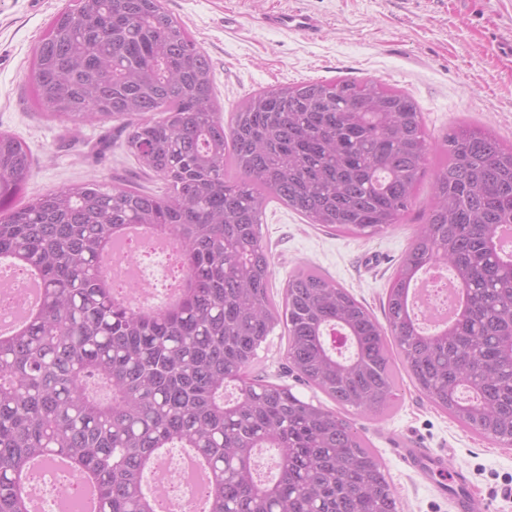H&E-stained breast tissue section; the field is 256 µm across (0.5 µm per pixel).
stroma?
<instances>
[{
	"instance_id": "obj_1",
	"label": "stroma",
	"mask_w": 512,
	"mask_h": 512,
	"mask_svg": "<svg viewBox=\"0 0 512 512\" xmlns=\"http://www.w3.org/2000/svg\"><path fill=\"white\" fill-rule=\"evenodd\" d=\"M70 3L0 0V130L23 140L33 154L29 197L94 179L113 184L135 173L118 122L75 127L32 102L34 49L51 19ZM166 6L207 54L224 113L261 90L337 78L374 80L417 101L431 152L401 224L358 238L306 223L274 200L261 226L273 258L274 294L282 293L291 270L311 264L382 316L390 281L431 202L443 134L465 122L512 142V0H166ZM291 10L316 16L321 33H286L264 21ZM285 348L280 334L269 336L254 373L291 385L303 399L323 400V393L284 373ZM398 379L394 408L376 418L357 417L356 423L386 468L399 512H454L451 499L431 480L402 464L393 450L400 440L464 472L494 512H512V447L434 409L406 372Z\"/></svg>"
}]
</instances>
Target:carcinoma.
I'll use <instances>...</instances> for the list:
<instances>
[{"label":"carcinoma","mask_w":512,"mask_h":512,"mask_svg":"<svg viewBox=\"0 0 512 512\" xmlns=\"http://www.w3.org/2000/svg\"><path fill=\"white\" fill-rule=\"evenodd\" d=\"M36 101L73 125L122 121L159 193L94 180L16 203L33 158L0 131V261L35 276L40 303L0 333V512H28L34 462L69 460L99 512H166L145 477L190 448L211 478L199 512H398L385 467L350 411L382 415L394 358L463 428L512 442V144L460 124L441 139L433 201L383 305L386 324L318 268L270 294L261 232L276 199L310 224L373 237L412 207L429 146L406 92L376 82L262 90L226 121L208 56L165 0H73L34 50ZM129 224L175 238L177 298L139 309L114 297L112 248ZM445 265L462 294L430 334L408 305L416 275ZM286 369L336 404L251 373L275 328ZM277 452L263 478L255 457Z\"/></svg>","instance_id":"carcinoma-1"}]
</instances>
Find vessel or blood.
Returning a JSON list of instances; mask_svg holds the SVG:
<instances>
[{
	"label": "vessel or blood",
	"instance_id": "1",
	"mask_svg": "<svg viewBox=\"0 0 512 512\" xmlns=\"http://www.w3.org/2000/svg\"><path fill=\"white\" fill-rule=\"evenodd\" d=\"M266 21L287 32L314 34L320 29L316 18L301 12L271 14ZM402 454L408 465L433 481L440 493H451L456 512H489L488 503L474 493L462 473L449 471L442 457L420 448H406Z\"/></svg>",
	"mask_w": 512,
	"mask_h": 512
}]
</instances>
